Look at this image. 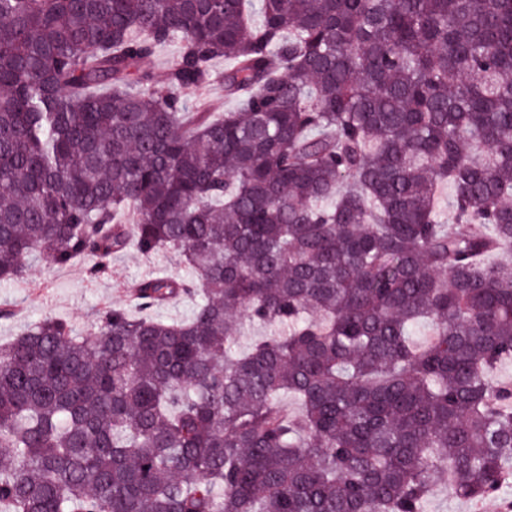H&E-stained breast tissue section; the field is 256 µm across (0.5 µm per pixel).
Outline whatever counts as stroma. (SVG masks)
I'll use <instances>...</instances> for the list:
<instances>
[{"mask_svg": "<svg viewBox=\"0 0 512 512\" xmlns=\"http://www.w3.org/2000/svg\"><path fill=\"white\" fill-rule=\"evenodd\" d=\"M111 278L92 281L84 263L51 267L45 262L32 264L25 280L0 282V306L14 311L10 320H0V345L8 344L25 327L45 315L66 319L77 333H89L99 309L123 302V283L155 273L183 275L184 269L165 252L150 257L130 249L112 261Z\"/></svg>", "mask_w": 512, "mask_h": 512, "instance_id": "obj_1", "label": "stroma"}]
</instances>
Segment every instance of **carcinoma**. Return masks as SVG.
<instances>
[{"instance_id": "obj_1", "label": "carcinoma", "mask_w": 512, "mask_h": 512, "mask_svg": "<svg viewBox=\"0 0 512 512\" xmlns=\"http://www.w3.org/2000/svg\"><path fill=\"white\" fill-rule=\"evenodd\" d=\"M244 5L0 0V281L187 269L0 346V512H425L512 474V0ZM220 58L240 110L186 111ZM178 48L176 44H169L158 50L151 60L150 67L156 76L155 88L159 91L165 90L163 75L176 59Z\"/></svg>"}]
</instances>
